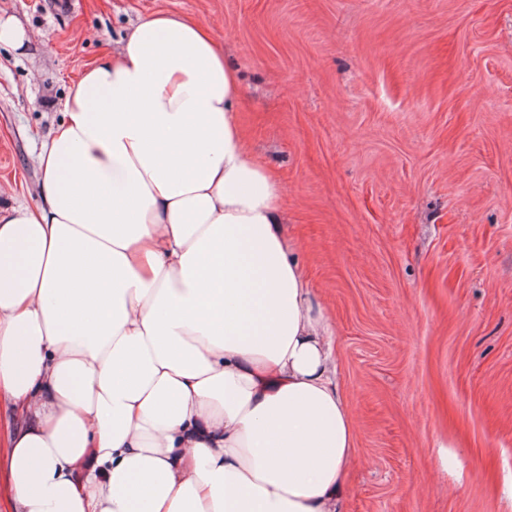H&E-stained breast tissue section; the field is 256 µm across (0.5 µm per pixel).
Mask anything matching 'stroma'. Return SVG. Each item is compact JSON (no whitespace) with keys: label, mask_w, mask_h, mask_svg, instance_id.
Here are the masks:
<instances>
[{"label":"stroma","mask_w":512,"mask_h":512,"mask_svg":"<svg viewBox=\"0 0 512 512\" xmlns=\"http://www.w3.org/2000/svg\"><path fill=\"white\" fill-rule=\"evenodd\" d=\"M164 10L224 40L334 327L344 512H512V0H0V208L84 68ZM0 402V512H14Z\"/></svg>","instance_id":"obj_1"}]
</instances>
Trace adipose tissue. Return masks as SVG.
<instances>
[{
    "mask_svg": "<svg viewBox=\"0 0 512 512\" xmlns=\"http://www.w3.org/2000/svg\"><path fill=\"white\" fill-rule=\"evenodd\" d=\"M238 91L221 39L156 12L72 85L41 203L0 210L17 512H341L333 330Z\"/></svg>",
    "mask_w": 512,
    "mask_h": 512,
    "instance_id": "ef3b65f1",
    "label": "adipose tissue"
}]
</instances>
